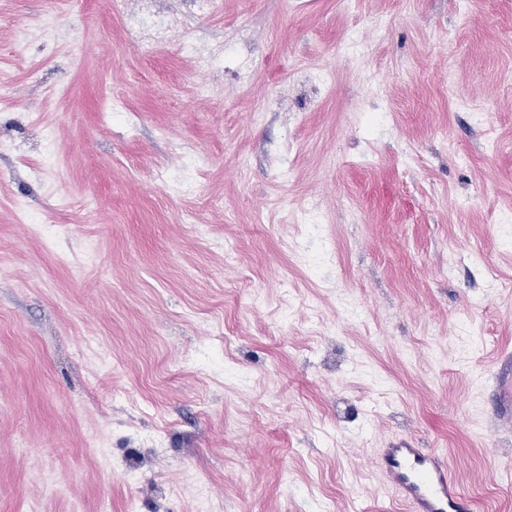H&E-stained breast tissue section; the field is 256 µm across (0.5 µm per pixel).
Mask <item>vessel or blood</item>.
I'll return each instance as SVG.
<instances>
[{
	"mask_svg": "<svg viewBox=\"0 0 512 512\" xmlns=\"http://www.w3.org/2000/svg\"><path fill=\"white\" fill-rule=\"evenodd\" d=\"M497 393L490 412L494 429H512V367L495 377ZM379 466L412 512H472L473 503L461 489L447 463L436 452L402 441L383 449Z\"/></svg>",
	"mask_w": 512,
	"mask_h": 512,
	"instance_id": "1",
	"label": "vessel or blood"
}]
</instances>
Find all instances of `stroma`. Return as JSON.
<instances>
[{
  "mask_svg": "<svg viewBox=\"0 0 512 512\" xmlns=\"http://www.w3.org/2000/svg\"><path fill=\"white\" fill-rule=\"evenodd\" d=\"M0 83V512H512V0H0ZM173 21L170 19L165 22L163 20H153L150 18L142 19L139 23L140 36L149 42H158L168 38L173 30ZM508 367L503 368L495 376L497 383V393L492 400V409L490 412L491 423L497 431L512 429V367L507 358ZM379 467L412 512H471L473 503L435 451L402 441L384 448Z\"/></svg>",
  "mask_w": 512,
  "mask_h": 512,
  "instance_id": "35a3bbf8",
  "label": "stroma"
}]
</instances>
